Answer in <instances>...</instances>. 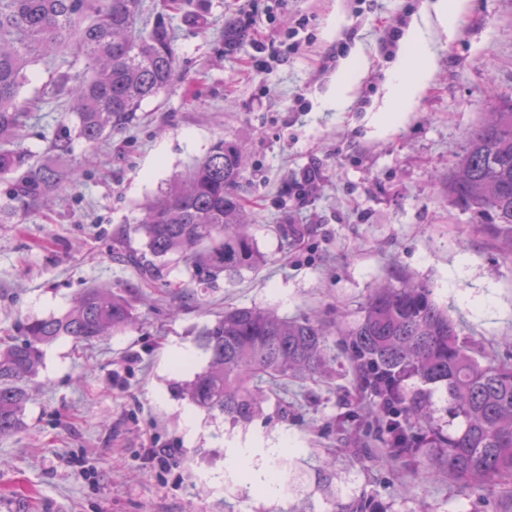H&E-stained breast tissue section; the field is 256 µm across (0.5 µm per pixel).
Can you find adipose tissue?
<instances>
[{
    "mask_svg": "<svg viewBox=\"0 0 512 512\" xmlns=\"http://www.w3.org/2000/svg\"><path fill=\"white\" fill-rule=\"evenodd\" d=\"M402 41L406 52L394 64L384 95L385 111L397 116L410 110L430 85L434 74L431 62L433 52L425 25L413 22L406 29ZM412 50L423 58L422 65L414 70L409 67L408 53Z\"/></svg>",
    "mask_w": 512,
    "mask_h": 512,
    "instance_id": "1",
    "label": "adipose tissue"
}]
</instances>
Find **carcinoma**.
<instances>
[{
    "instance_id": "obj_1",
    "label": "carcinoma",
    "mask_w": 512,
    "mask_h": 512,
    "mask_svg": "<svg viewBox=\"0 0 512 512\" xmlns=\"http://www.w3.org/2000/svg\"><path fill=\"white\" fill-rule=\"evenodd\" d=\"M142 0H0V179L9 183L4 219L27 212L68 178L73 143L93 144L128 123L142 102L177 79L176 52L166 28L136 34ZM87 60L84 80L55 68L45 88L69 98L71 118L52 144V156L32 161L23 146L36 101L22 96L29 67L61 48ZM243 152L220 138L206 156L175 179L145 209L136 231L155 258L175 256L210 281L234 278L260 266L263 256L248 234L241 197ZM448 194L464 212L481 218L484 230L512 249V98L469 137L448 176ZM126 261L151 279L164 265L129 252ZM136 320L120 288H87L61 316L34 318L23 326L20 344L0 349V436L23 423L29 399L26 382L42 363V346L63 337L91 342L121 332ZM207 367L176 386L195 406L234 422L260 410L250 384L313 376L326 364L324 326L310 318H283L268 309L234 307L201 332ZM361 390L376 408H353L337 419L358 423L379 437L393 461L419 456L429 446L462 492L486 500L503 475H512V366L482 365L460 341L455 322L425 284L380 288L361 321L343 341ZM443 383L461 428L445 435L424 427L427 404L407 390V380ZM344 512H384L372 495L355 498Z\"/></svg>"
}]
</instances>
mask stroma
<instances>
[{
    "label": "stroma",
    "mask_w": 512,
    "mask_h": 512,
    "mask_svg": "<svg viewBox=\"0 0 512 512\" xmlns=\"http://www.w3.org/2000/svg\"><path fill=\"white\" fill-rule=\"evenodd\" d=\"M425 4L366 0L360 12L357 0H286L245 27L242 13L264 12L267 0H143L137 28L164 23L177 80L126 128L75 142L70 180L50 205L0 223V340L98 286L130 287L137 323L45 346L23 424L0 437V512H334L364 493L385 512H495L512 499V477L480 502L435 475L430 454L393 467L378 437L336 426L355 402L373 403L355 395L342 339L379 285L426 284L481 364L512 363V255L448 196L470 132L512 97V0H473L454 37L434 33V79L391 127L380 106L401 48L381 43ZM257 42L270 55L261 74ZM339 42L366 59L342 112L327 104L346 63L328 57ZM29 75L22 93L39 102L23 145L40 161L66 108L44 94V64ZM221 137L244 152L242 195L263 264L202 283L172 258L160 281L115 261V250L143 249L134 227L145 201ZM312 166L322 178L301 205L294 186ZM232 307L319 318L331 359L325 374L270 392L246 423L174 389L206 367L199 333ZM407 387L429 400L435 427L458 430L444 385ZM149 448L170 449L166 470L150 471Z\"/></svg>",
    "instance_id": "1"
}]
</instances>
